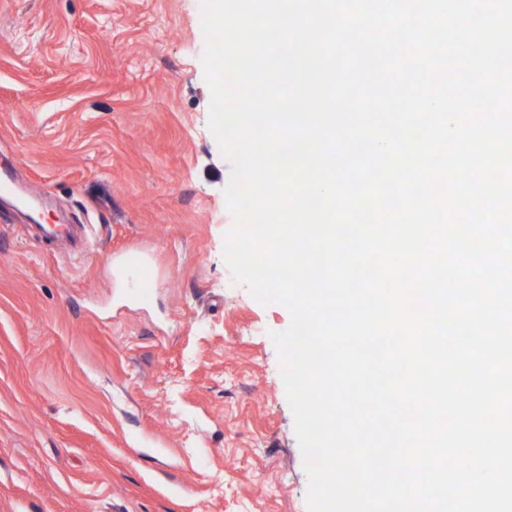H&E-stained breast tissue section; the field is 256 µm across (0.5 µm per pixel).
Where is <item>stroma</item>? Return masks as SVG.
<instances>
[{"mask_svg":"<svg viewBox=\"0 0 512 512\" xmlns=\"http://www.w3.org/2000/svg\"><path fill=\"white\" fill-rule=\"evenodd\" d=\"M200 0H0V512H308L272 332L233 282ZM88 255L27 229V186ZM148 270L141 294L129 265Z\"/></svg>","mask_w":512,"mask_h":512,"instance_id":"1","label":"stroma"}]
</instances>
